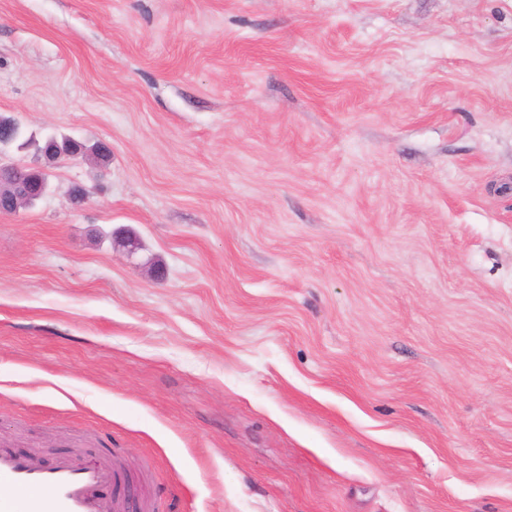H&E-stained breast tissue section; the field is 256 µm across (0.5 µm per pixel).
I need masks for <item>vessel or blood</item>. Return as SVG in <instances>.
Wrapping results in <instances>:
<instances>
[{
	"label": "vessel or blood",
	"mask_w": 512,
	"mask_h": 512,
	"mask_svg": "<svg viewBox=\"0 0 512 512\" xmlns=\"http://www.w3.org/2000/svg\"><path fill=\"white\" fill-rule=\"evenodd\" d=\"M128 477L104 453L37 465L0 450V512H155L152 494L129 493Z\"/></svg>",
	"instance_id": "1"
}]
</instances>
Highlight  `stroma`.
Listing matches in <instances>:
<instances>
[{
  "label": "stroma",
  "mask_w": 512,
  "mask_h": 512,
  "mask_svg": "<svg viewBox=\"0 0 512 512\" xmlns=\"http://www.w3.org/2000/svg\"><path fill=\"white\" fill-rule=\"evenodd\" d=\"M0 115L112 149L0 213V449L512 512V0H0Z\"/></svg>",
  "instance_id": "obj_1"
}]
</instances>
